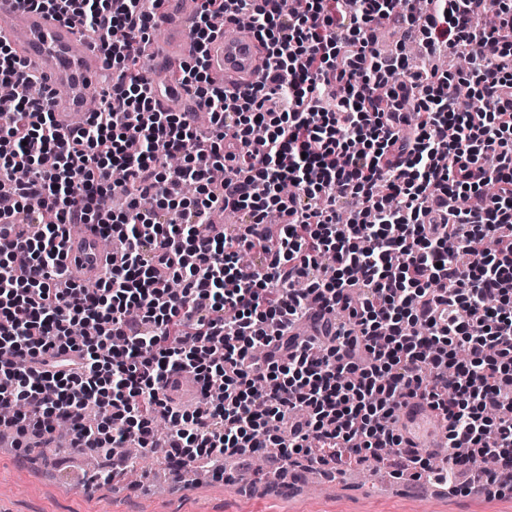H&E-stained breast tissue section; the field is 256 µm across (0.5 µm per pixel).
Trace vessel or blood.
<instances>
[{"instance_id":"obj_1","label":"vessel or blood","mask_w":512,"mask_h":512,"mask_svg":"<svg viewBox=\"0 0 512 512\" xmlns=\"http://www.w3.org/2000/svg\"><path fill=\"white\" fill-rule=\"evenodd\" d=\"M196 12L185 5L165 6L158 24L169 41L165 48H152L156 61L149 76L167 93L162 101L167 110L198 111L199 106L188 90L177 83L172 74L174 62L191 58L194 45L191 30ZM0 37L5 38L28 65L40 72L47 86L67 85L65 95L53 96L50 110L57 124L66 131L82 125L88 114V101L99 98L98 76L104 66L99 51L76 37L65 22L50 14L23 7L18 0H0ZM212 72L223 75L227 89H237L243 80H256L262 74V52L259 42L249 30L234 36H218L209 50ZM65 261L88 280H98L120 261L119 251L99 247L96 225L72 226L65 246ZM394 429L402 447L418 448L437 455L448 446V422L423 399H405L396 413Z\"/></svg>"}]
</instances>
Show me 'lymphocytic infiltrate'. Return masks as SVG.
<instances>
[{
	"mask_svg": "<svg viewBox=\"0 0 512 512\" xmlns=\"http://www.w3.org/2000/svg\"><path fill=\"white\" fill-rule=\"evenodd\" d=\"M424 1L203 0L178 81L211 115L204 137L157 107L140 64L165 0H23L90 33L108 72L66 132L0 39V213L18 227L0 235V427L20 449L65 425L121 472L162 417L184 469L340 442L378 461L418 396L449 421V468L512 492V6ZM244 15L266 64L230 93L207 54ZM385 21L461 51L467 73L383 57ZM218 210L240 225L212 226ZM70 224L121 250L94 287L63 260ZM178 372L200 405L167 399Z\"/></svg>",
	"mask_w": 512,
	"mask_h": 512,
	"instance_id": "1",
	"label": "lymphocytic infiltrate"
}]
</instances>
